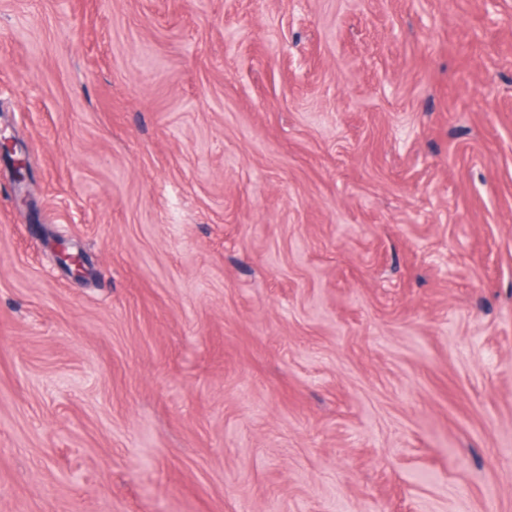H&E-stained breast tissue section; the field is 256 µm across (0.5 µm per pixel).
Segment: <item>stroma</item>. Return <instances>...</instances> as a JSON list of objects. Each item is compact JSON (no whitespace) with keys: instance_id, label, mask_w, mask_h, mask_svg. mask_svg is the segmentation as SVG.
Segmentation results:
<instances>
[{"instance_id":"35a3bbf8","label":"stroma","mask_w":512,"mask_h":512,"mask_svg":"<svg viewBox=\"0 0 512 512\" xmlns=\"http://www.w3.org/2000/svg\"><path fill=\"white\" fill-rule=\"evenodd\" d=\"M0 135V512H512V0H0ZM16 147L17 142L12 139L4 137L3 140L1 139L0 141L1 155L12 162L14 182L24 189L29 181L30 169L25 159H14L12 157L16 154Z\"/></svg>"}]
</instances>
